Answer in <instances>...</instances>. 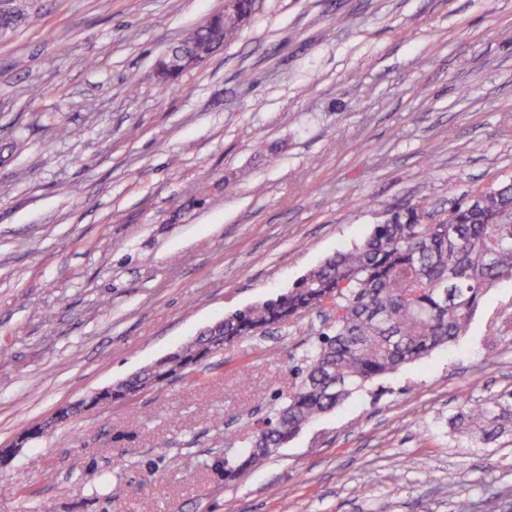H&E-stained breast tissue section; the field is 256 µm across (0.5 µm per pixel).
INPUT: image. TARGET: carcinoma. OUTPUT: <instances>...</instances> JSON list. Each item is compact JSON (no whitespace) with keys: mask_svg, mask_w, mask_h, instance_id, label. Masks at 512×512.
I'll use <instances>...</instances> for the list:
<instances>
[{"mask_svg":"<svg viewBox=\"0 0 512 512\" xmlns=\"http://www.w3.org/2000/svg\"><path fill=\"white\" fill-rule=\"evenodd\" d=\"M0 26L26 22L33 0H4ZM424 202L393 211L359 244L336 252L287 292L237 309L197 337L112 389L126 402L174 377L199 374L211 357L266 335L326 305L337 316L297 364L288 400L224 455L232 480L265 462L313 419L333 410L374 378L455 342L488 291L512 280V181L484 189L482 201H455L442 219L425 221ZM454 436L489 445L512 435V392L467 398L451 418Z\"/></svg>","mask_w":512,"mask_h":512,"instance_id":"carcinoma-1","label":"carcinoma"}]
</instances>
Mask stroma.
<instances>
[{"label":"stroma","mask_w":512,"mask_h":512,"mask_svg":"<svg viewBox=\"0 0 512 512\" xmlns=\"http://www.w3.org/2000/svg\"><path fill=\"white\" fill-rule=\"evenodd\" d=\"M222 5L37 0L0 39V448L389 210L512 178V0H256L231 42L159 79ZM511 308L506 281L455 343L224 480L214 459L288 397L320 329L305 316L32 440L0 467V512H512V439L449 423L512 389Z\"/></svg>","instance_id":"35a3bbf8"}]
</instances>
